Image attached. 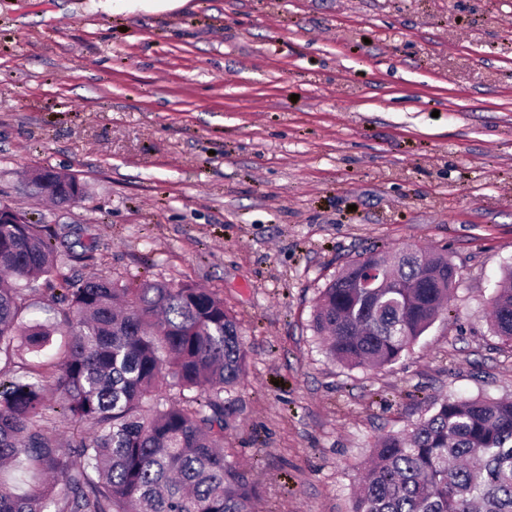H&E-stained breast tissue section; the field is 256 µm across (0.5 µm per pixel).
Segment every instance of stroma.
I'll return each instance as SVG.
<instances>
[{
	"instance_id": "stroma-1",
	"label": "stroma",
	"mask_w": 512,
	"mask_h": 512,
	"mask_svg": "<svg viewBox=\"0 0 512 512\" xmlns=\"http://www.w3.org/2000/svg\"><path fill=\"white\" fill-rule=\"evenodd\" d=\"M38 169L85 193L57 207ZM0 201L81 280L193 283L247 353L224 448L257 512H348L375 440L512 398L490 302L512 265V0H0ZM94 247L93 260L70 253ZM447 255V315L347 368L310 324L371 248Z\"/></svg>"
}]
</instances>
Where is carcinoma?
I'll return each mask as SVG.
<instances>
[{"label": "carcinoma", "mask_w": 512, "mask_h": 512, "mask_svg": "<svg viewBox=\"0 0 512 512\" xmlns=\"http://www.w3.org/2000/svg\"><path fill=\"white\" fill-rule=\"evenodd\" d=\"M43 176L59 205L82 193L74 176ZM13 217L0 223V512H252L256 488L224 450L238 417L224 393L247 359L224 301L188 283L75 280L50 225ZM456 276L439 253L373 249L320 291L311 328L348 368L389 365L445 309ZM41 280L54 284L55 321L27 323ZM491 305L512 342V268ZM58 419L73 424L65 446ZM371 455L349 512H512V400L434 402Z\"/></svg>", "instance_id": "1"}]
</instances>
